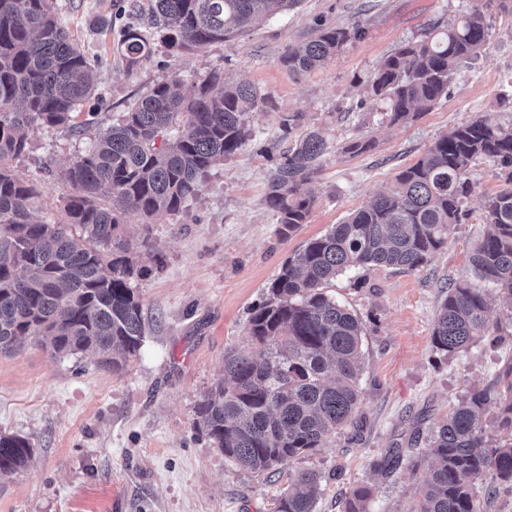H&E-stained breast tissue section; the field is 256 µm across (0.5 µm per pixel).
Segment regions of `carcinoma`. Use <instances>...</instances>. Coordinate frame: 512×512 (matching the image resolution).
I'll list each match as a JSON object with an SVG mask.
<instances>
[{
    "mask_svg": "<svg viewBox=\"0 0 512 512\" xmlns=\"http://www.w3.org/2000/svg\"><path fill=\"white\" fill-rule=\"evenodd\" d=\"M300 0H151L148 23L164 33L174 54L199 51L244 33L256 20ZM365 28L319 24L316 35L291 45L279 64L293 78L315 70ZM477 6L444 29L398 45L368 77L367 98L386 106L391 125L407 124L448 96L459 67L488 43ZM151 51L140 31L121 34L131 64ZM93 66L60 25L55 0H0V352L30 339L53 357L90 352L100 367L118 371L145 338L134 281L149 272L131 256L124 216L149 220L176 213L202 190L203 176L247 140L251 115L273 101L246 83L211 71L191 95L177 80L163 81L104 129L63 178L74 187L64 218H34L41 189L19 178L13 163L26 153L38 126L76 127L77 110L94 95ZM328 149L317 130L288 150L269 176L264 202L289 238L316 201L313 183ZM481 158L511 169L505 187L485 197L488 232L470 256L475 274L512 299V126L482 116L439 137L395 187L369 201L325 234L308 240L283 262L264 301L248 319V340L259 353L229 351L224 377L203 396L197 425L224 458L256 474L321 447L353 421L364 329L359 318L325 288L348 270L386 266L414 271L448 241L460 223L470 174ZM486 293L466 281L448 285L432 331L433 346L452 354L485 338L512 337L490 329ZM512 432V362L486 386L471 389L448 411L424 452L426 477L411 512H481L476 482L489 477L488 495H512V438L495 437L483 420ZM31 446L0 433V475L21 472ZM404 457L391 448L376 467L388 472ZM321 477L301 471L276 512H314ZM360 487L344 512H367Z\"/></svg>",
    "mask_w": 512,
    "mask_h": 512,
    "instance_id": "obj_1",
    "label": "carcinoma"
}]
</instances>
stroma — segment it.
Returning a JSON list of instances; mask_svg holds the SVG:
<instances>
[{
	"mask_svg": "<svg viewBox=\"0 0 512 512\" xmlns=\"http://www.w3.org/2000/svg\"><path fill=\"white\" fill-rule=\"evenodd\" d=\"M62 26L89 56L97 57L96 92L105 123L150 92L179 79L184 92L211 70L271 96L274 108L255 112L245 145L204 177L200 195L173 214L144 224L124 218L131 245L149 239L160 258L135 286L146 336L139 354L112 372L96 356H50L25 342L0 353V432L25 437L27 467L0 476V512H274L290 474L322 477L315 512H343L351 492L371 490L368 512H410L418 474L376 468L389 448H411L430 433L450 405L489 382L512 359V345L480 341L446 355L432 345V328L450 281L469 277V256L483 237L482 203L504 173L479 161L475 184L447 243L411 272L385 266L347 271L326 288L363 323L360 403L355 424L332 435L312 454L278 466L272 479L242 470L195 426L196 406L223 374L224 352L249 351L250 309L260 303L282 262L308 239L321 236L413 165L442 134L478 116L512 123V11L499 0H302L288 13L265 19L243 35L200 51L173 55L162 42L128 64L117 50L122 30L142 27L114 0H55ZM490 24L488 49L454 75L447 98L407 125H388L363 93V83L399 43L417 40L433 24L451 25L471 6ZM362 22L363 39L348 44L321 68L298 78L279 64L288 46L306 42L317 23ZM303 115L301 132L320 131L329 150L314 182L316 201L307 224L290 238L264 204L271 172L286 148L284 114ZM365 136L373 150L346 154ZM91 134L36 127L16 174L40 185V217H62L72 191L62 171L91 145Z\"/></svg>",
	"mask_w": 512,
	"mask_h": 512,
	"instance_id": "35a3bbf8",
	"label": "stroma"
}]
</instances>
